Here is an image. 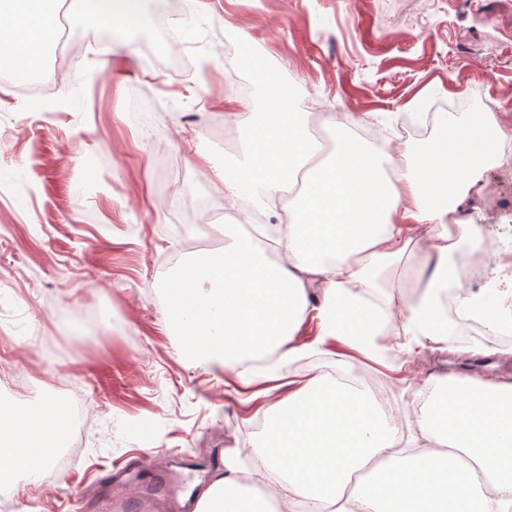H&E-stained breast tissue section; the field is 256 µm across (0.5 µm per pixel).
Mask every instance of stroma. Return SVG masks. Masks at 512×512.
<instances>
[{"instance_id": "35a3bbf8", "label": "stroma", "mask_w": 512, "mask_h": 512, "mask_svg": "<svg viewBox=\"0 0 512 512\" xmlns=\"http://www.w3.org/2000/svg\"><path fill=\"white\" fill-rule=\"evenodd\" d=\"M200 33L169 43L148 63L130 40L102 44L112 29L84 23L68 6L67 51L44 62L30 93L0 78V401L34 407L72 387L89 426L71 464L50 466L51 486H22L19 512H114V501L151 499L150 512H187L228 471L244 475L267 404L262 367L245 375L191 364L168 326L180 257L223 252L191 246L167 226L185 197L212 201L213 224L241 218L212 185V169L239 158L225 133L224 98L261 112L252 71L224 60L226 42L250 44L275 81L308 112H353L389 135L414 124L419 102L473 100L495 113L512 141V0H193ZM177 157L179 174L159 166ZM482 170L465 218L489 253L512 225V151ZM307 346L276 365L278 394L297 375L333 363L374 375L391 389L416 434L413 404L436 377L512 383V343L493 325L457 335L447 350L419 345L405 317L377 342V361L337 341L320 343L315 322L295 336ZM147 448L167 453L160 465Z\"/></svg>"}]
</instances>
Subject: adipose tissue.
Returning <instances> with one entry per match:
<instances>
[{
	"mask_svg": "<svg viewBox=\"0 0 512 512\" xmlns=\"http://www.w3.org/2000/svg\"><path fill=\"white\" fill-rule=\"evenodd\" d=\"M90 24L150 25L147 0H78ZM57 17L49 0H0V68L25 78L38 71L55 40ZM262 117H244L241 159L215 168L214 185L238 204L252 199L265 211L285 208L275 240L276 262H267L251 238L224 227V250L200 256L170 297L171 322L212 365L227 368L238 354L302 355L298 326L316 315L325 337L379 335L370 324L372 290L409 243L419 245L414 293L403 302L421 339L439 338L435 312L440 293L459 280L449 256L469 227L448 230V216L479 193L494 113L477 112L467 131L441 137L420 152L393 148L379 157L356 140L354 114L334 115V146L317 157L290 97L265 95ZM450 406L466 426L454 430L453 455L417 447L395 464V419L376 414L360 391L314 376L280 398L266 420L262 452L265 495L284 512H512V384L444 377ZM66 418L54 399L36 408L0 405V494L15 491L12 461L37 482L55 459ZM473 459L467 467L462 456ZM371 467L369 486L352 485L354 471Z\"/></svg>",
	"mask_w": 512,
	"mask_h": 512,
	"instance_id": "ef3b65f1",
	"label": "adipose tissue"
}]
</instances>
